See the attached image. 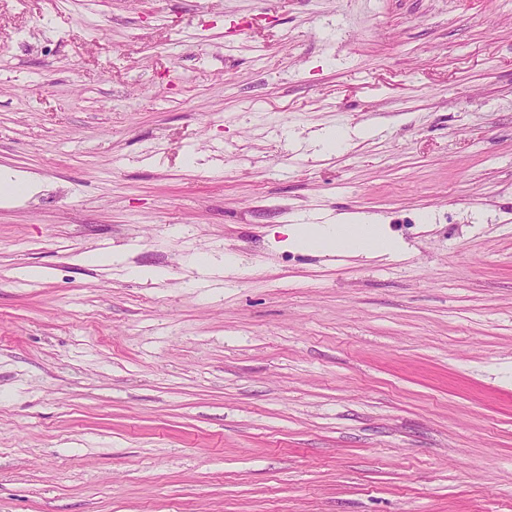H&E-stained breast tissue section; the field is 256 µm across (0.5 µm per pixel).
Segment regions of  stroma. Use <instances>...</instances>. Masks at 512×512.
Returning a JSON list of instances; mask_svg holds the SVG:
<instances>
[{
	"instance_id": "obj_1",
	"label": "stroma",
	"mask_w": 512,
	"mask_h": 512,
	"mask_svg": "<svg viewBox=\"0 0 512 512\" xmlns=\"http://www.w3.org/2000/svg\"><path fill=\"white\" fill-rule=\"evenodd\" d=\"M0 172V512H512V0H0ZM351 221L339 217L331 224H292L286 232L288 239L285 243L292 248L348 250L361 255L399 251L398 243L384 234L380 224L363 219ZM350 228L353 232L348 234Z\"/></svg>"
}]
</instances>
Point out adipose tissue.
Segmentation results:
<instances>
[{
	"label": "adipose tissue",
	"instance_id": "adipose-tissue-1",
	"mask_svg": "<svg viewBox=\"0 0 512 512\" xmlns=\"http://www.w3.org/2000/svg\"><path fill=\"white\" fill-rule=\"evenodd\" d=\"M287 235V244L292 248L347 250L361 255L399 250L398 243L388 238L378 224L363 219L353 225L344 217L331 224H295Z\"/></svg>",
	"mask_w": 512,
	"mask_h": 512
}]
</instances>
